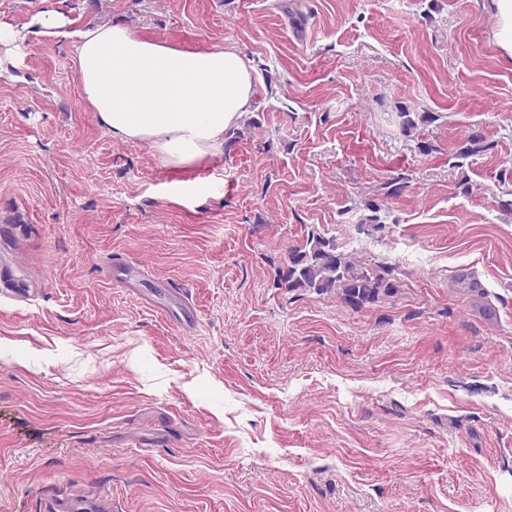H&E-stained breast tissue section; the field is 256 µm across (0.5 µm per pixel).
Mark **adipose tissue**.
Instances as JSON below:
<instances>
[{"label":"adipose tissue","instance_id":"1","mask_svg":"<svg viewBox=\"0 0 512 512\" xmlns=\"http://www.w3.org/2000/svg\"><path fill=\"white\" fill-rule=\"evenodd\" d=\"M72 55L101 123L179 164L219 147L251 106L250 67L231 47L186 50L101 25L74 33Z\"/></svg>","mask_w":512,"mask_h":512}]
</instances>
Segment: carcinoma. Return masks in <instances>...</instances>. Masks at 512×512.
Masks as SVG:
<instances>
[{
    "label": "carcinoma",
    "mask_w": 512,
    "mask_h": 512,
    "mask_svg": "<svg viewBox=\"0 0 512 512\" xmlns=\"http://www.w3.org/2000/svg\"><path fill=\"white\" fill-rule=\"evenodd\" d=\"M486 136L475 128L462 142L459 154L473 156L484 151ZM407 183L398 177L381 186V196L365 202L371 215L362 224L374 230L384 225L378 223L376 213L384 199L400 195ZM277 286L289 291L303 290L319 296H332L354 310L391 296L398 290L394 267L379 261H358L351 253L336 244L334 238L325 236L317 228L308 230L302 243L291 248L284 266L277 269Z\"/></svg>",
    "instance_id": "obj_1"
}]
</instances>
